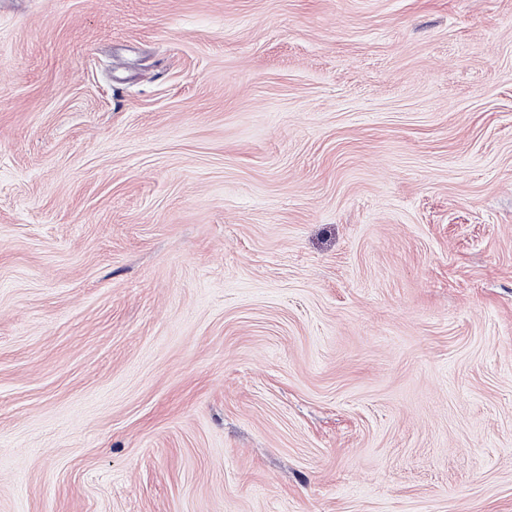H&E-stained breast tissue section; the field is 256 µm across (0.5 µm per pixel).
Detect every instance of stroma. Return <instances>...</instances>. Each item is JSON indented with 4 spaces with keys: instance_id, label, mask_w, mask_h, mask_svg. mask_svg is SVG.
<instances>
[{
    "instance_id": "obj_1",
    "label": "stroma",
    "mask_w": 512,
    "mask_h": 512,
    "mask_svg": "<svg viewBox=\"0 0 512 512\" xmlns=\"http://www.w3.org/2000/svg\"><path fill=\"white\" fill-rule=\"evenodd\" d=\"M0 512H512V0H0Z\"/></svg>"
}]
</instances>
